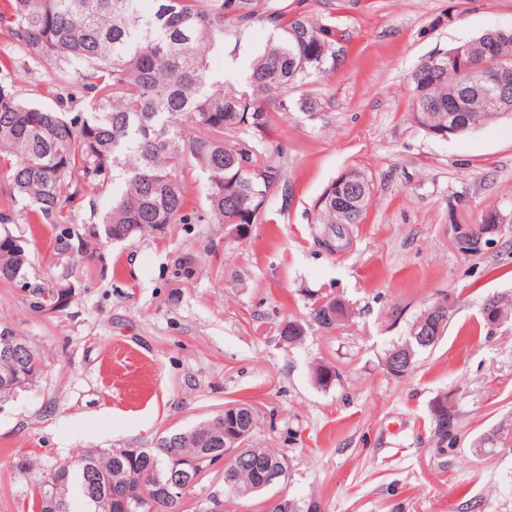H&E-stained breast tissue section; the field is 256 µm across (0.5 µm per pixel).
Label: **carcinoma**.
<instances>
[{"mask_svg":"<svg viewBox=\"0 0 512 512\" xmlns=\"http://www.w3.org/2000/svg\"><path fill=\"white\" fill-rule=\"evenodd\" d=\"M271 31L241 80L211 68L215 55L235 54L255 25ZM0 282L28 279L29 244L12 224L45 225L57 231L55 250L68 255L82 240L79 225L93 236L127 241L162 224L208 222L248 226L265 213L261 193L282 180L280 162L260 148L276 116L288 111V92L301 89V111L322 109L313 89L344 59L336 28L305 14L288 15L280 0H0ZM474 64L512 68V30H493L464 42ZM428 56L414 70L409 119L437 129L448 123V107L464 105L458 133L500 118L487 108L474 71L456 65L431 66ZM47 89L55 106L38 101ZM205 175L202 206L193 205L191 179ZM372 183L356 170L332 183L325 198L327 233L359 224ZM111 195L107 209L97 199ZM81 271L65 268L56 288L32 287L30 308L61 307L68 280ZM313 319L326 331L348 319L343 303L320 297ZM512 314V301L487 298L481 319L488 330L495 317ZM450 310L432 318L437 340L423 342L413 322L386 356L409 368L432 350L448 329ZM283 341L300 343L305 326L288 321ZM4 357L0 339V402L32 385L42 372L35 344L15 336ZM340 370L320 365L323 386L340 380ZM237 419L219 411L198 425L158 439L154 448H88L52 468L37 483L39 512H185V498L168 495L175 479L197 481L204 469L228 453L225 495L248 498L288 478V458L271 448L224 447V425L237 426L250 440L257 428L253 406L236 403ZM441 432L453 413L448 397L436 400Z\"/></svg>","mask_w":512,"mask_h":512,"instance_id":"1","label":"carcinoma"}]
</instances>
